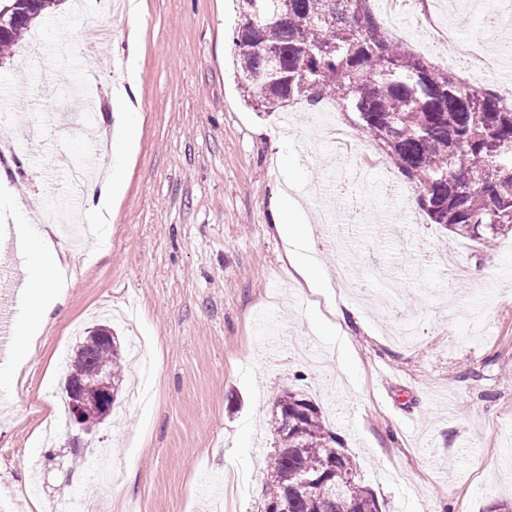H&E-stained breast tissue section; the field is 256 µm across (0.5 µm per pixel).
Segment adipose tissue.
I'll return each instance as SVG.
<instances>
[{
    "label": "adipose tissue",
    "mask_w": 512,
    "mask_h": 512,
    "mask_svg": "<svg viewBox=\"0 0 512 512\" xmlns=\"http://www.w3.org/2000/svg\"><path fill=\"white\" fill-rule=\"evenodd\" d=\"M274 227L287 245V258L296 274L313 289L323 288L326 273L310 254V233L305 225L293 223L288 208L273 217ZM36 271L28 279L24 298L28 313L21 330L28 341H35L57 305L63 302L62 284L57 278L60 260L49 230L36 232L30 245Z\"/></svg>",
    "instance_id": "adipose-tissue-1"
}]
</instances>
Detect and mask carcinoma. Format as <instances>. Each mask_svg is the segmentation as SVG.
I'll list each match as a JSON object with an SVG mask.
<instances>
[{"instance_id":"carcinoma-1","label":"carcinoma","mask_w":512,"mask_h":512,"mask_svg":"<svg viewBox=\"0 0 512 512\" xmlns=\"http://www.w3.org/2000/svg\"><path fill=\"white\" fill-rule=\"evenodd\" d=\"M369 0H239L234 67L246 101L263 112L331 97L411 184L433 224L487 248L512 233V102L462 83L388 37ZM79 338L65 382L87 396L97 377L121 391L123 348ZM268 425L265 504L288 512H381L321 408L292 389L275 393ZM307 477L309 485H300Z\"/></svg>"}]
</instances>
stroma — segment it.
<instances>
[{
  "label": "stroma",
  "mask_w": 512,
  "mask_h": 512,
  "mask_svg": "<svg viewBox=\"0 0 512 512\" xmlns=\"http://www.w3.org/2000/svg\"><path fill=\"white\" fill-rule=\"evenodd\" d=\"M399 42L440 67L468 59L465 40L500 18L504 0H370ZM241 22L234 0H134L104 16L98 0H62L37 18L39 55L14 47L0 62V114L19 161L0 166V266L9 263L30 197L58 211L96 202L58 157L90 152L88 125L119 122L123 93L138 114L134 144L114 176L105 248L86 242L63 261L83 265L23 367L0 364V492L37 483L14 512H261L264 427L274 393L304 392L354 457L382 512H490L512 507V237L495 248L430 223L413 189L335 103L248 106L229 59ZM111 30L107 54L87 30ZM97 82L83 89L84 72ZM135 83H128L129 73ZM295 196L328 275L349 268L357 310L325 331L323 303L288 263L272 214ZM137 306L113 319L124 342L142 336L151 371L140 401L122 395L87 451L62 427L44 442L40 416L61 401V349L102 305Z\"/></svg>",
  "instance_id": "35a3bbf8"
}]
</instances>
